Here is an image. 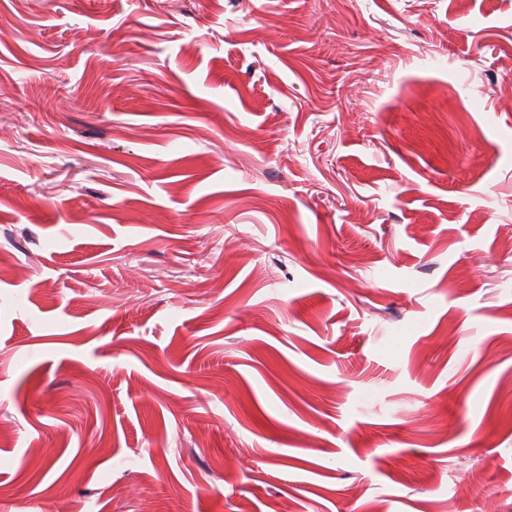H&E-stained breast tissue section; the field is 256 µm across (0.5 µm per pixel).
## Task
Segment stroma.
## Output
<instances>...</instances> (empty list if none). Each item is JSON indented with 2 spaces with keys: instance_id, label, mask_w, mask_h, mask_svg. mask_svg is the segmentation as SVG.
<instances>
[{
  "instance_id": "stroma-1",
  "label": "stroma",
  "mask_w": 512,
  "mask_h": 512,
  "mask_svg": "<svg viewBox=\"0 0 512 512\" xmlns=\"http://www.w3.org/2000/svg\"><path fill=\"white\" fill-rule=\"evenodd\" d=\"M512 0H0V512H512Z\"/></svg>"
}]
</instances>
